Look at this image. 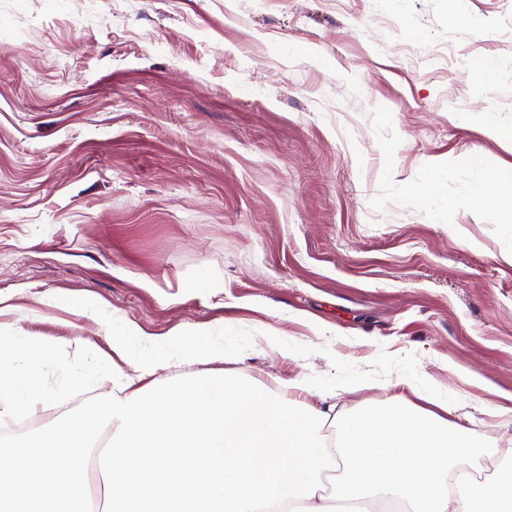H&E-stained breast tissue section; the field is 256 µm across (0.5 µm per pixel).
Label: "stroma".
Here are the masks:
<instances>
[{
  "instance_id": "1",
  "label": "stroma",
  "mask_w": 512,
  "mask_h": 512,
  "mask_svg": "<svg viewBox=\"0 0 512 512\" xmlns=\"http://www.w3.org/2000/svg\"><path fill=\"white\" fill-rule=\"evenodd\" d=\"M112 11L0 0V329L89 360L116 321L163 348L207 333L237 360L160 377L223 373L285 398L306 375L382 404L414 377L512 460V236L441 207L475 175L469 149L512 178V143L485 127H512V0ZM487 56L492 85L475 73ZM434 168L436 205L401 195ZM99 393L52 399L18 436Z\"/></svg>"
}]
</instances>
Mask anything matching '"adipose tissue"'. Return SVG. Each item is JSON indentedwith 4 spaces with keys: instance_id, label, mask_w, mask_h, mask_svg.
Segmentation results:
<instances>
[{
    "instance_id": "ef3b65f1",
    "label": "adipose tissue",
    "mask_w": 512,
    "mask_h": 512,
    "mask_svg": "<svg viewBox=\"0 0 512 512\" xmlns=\"http://www.w3.org/2000/svg\"><path fill=\"white\" fill-rule=\"evenodd\" d=\"M481 177L463 199L512 224V180L466 155ZM140 329H112L114 357L64 368L67 388L101 387L89 407L27 439L0 440V512H512V465L476 481L468 467L492 459L448 421L451 400L426 393L425 406L395 395L382 405L343 404V390L302 376L295 398L210 375L156 380L172 361L226 358L223 345L191 336L172 351L148 349ZM141 345L131 355L133 345ZM57 352L17 328L0 333V420L35 414L51 398ZM318 397L312 405L310 397Z\"/></svg>"
}]
</instances>
